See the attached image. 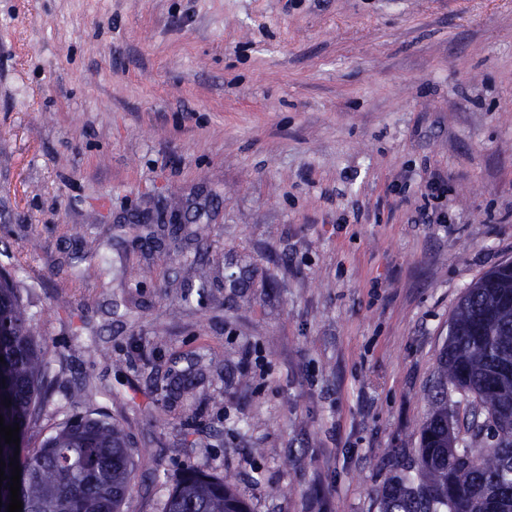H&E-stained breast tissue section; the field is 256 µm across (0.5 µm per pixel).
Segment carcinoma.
<instances>
[{
    "mask_svg": "<svg viewBox=\"0 0 512 512\" xmlns=\"http://www.w3.org/2000/svg\"><path fill=\"white\" fill-rule=\"evenodd\" d=\"M0 378L11 400L6 425H19L20 443L0 436L5 480L0 512L10 503L13 462L20 468L22 512H122L135 469L132 449L112 420L76 415L28 448L47 376L46 352L35 336L18 289L0 278ZM471 400L468 428L493 431L479 448L457 446L458 422L448 414V390ZM19 455H14V451ZM163 512H249L227 478L187 473ZM380 512H512V269L480 277L460 298L439 360L434 406L422 424L418 465L393 476Z\"/></svg>",
    "mask_w": 512,
    "mask_h": 512,
    "instance_id": "1",
    "label": "carcinoma"
}]
</instances>
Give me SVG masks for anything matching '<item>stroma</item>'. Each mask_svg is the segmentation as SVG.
I'll return each mask as SVG.
<instances>
[{
  "instance_id": "obj_1",
  "label": "stroma",
  "mask_w": 512,
  "mask_h": 512,
  "mask_svg": "<svg viewBox=\"0 0 512 512\" xmlns=\"http://www.w3.org/2000/svg\"><path fill=\"white\" fill-rule=\"evenodd\" d=\"M505 262L512 0H0V272L50 359L27 442L108 414L123 512L192 469L250 512H380ZM444 183L445 179L442 175L434 174L428 184V192L424 196L427 198V203H425V206L421 210L424 224H444L448 221V214L446 215L442 211H438L433 207H431V212H429L428 208L429 198L437 199L445 192Z\"/></svg>"
}]
</instances>
